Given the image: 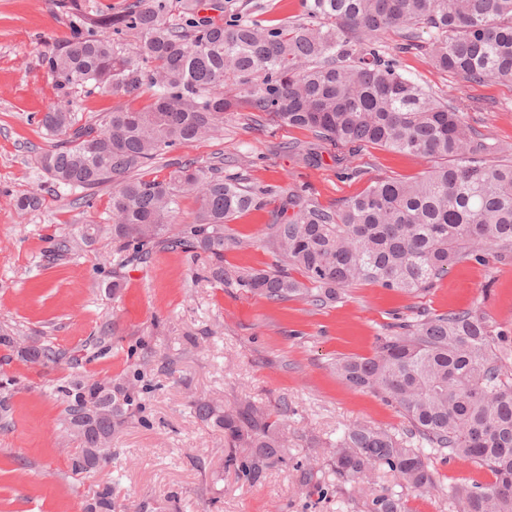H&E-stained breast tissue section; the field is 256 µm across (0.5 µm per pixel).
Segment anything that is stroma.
<instances>
[{
  "label": "stroma",
  "mask_w": 512,
  "mask_h": 512,
  "mask_svg": "<svg viewBox=\"0 0 512 512\" xmlns=\"http://www.w3.org/2000/svg\"><path fill=\"white\" fill-rule=\"evenodd\" d=\"M300 13L299 0H224V18L267 20ZM69 29L52 0H0V324L69 352L52 368L23 361L0 346V382L12 394L0 407V512H82L91 485L108 480L117 504L148 503L151 512H369L372 496L396 488L379 467L368 494L341 481L319 461L308 486L297 464L314 455L316 440L333 441L359 420L393 432L407 422L379 397L347 386L331 369L345 356H371L395 318L479 308L512 344V259H468L451 267L420 295L368 284L349 289L326 308L299 300L272 303L205 276V258L160 252L144 264L115 269L112 244L101 239L61 264L47 256L62 236L109 213L111 187L97 190L92 207L77 192L55 188L38 163L47 145L40 120L68 107L79 120L132 99L53 86L42 56ZM400 72L436 96L460 105L466 121L503 149L512 148V83L467 86L435 69L421 52L398 54ZM223 163L224 171L259 191V205L226 226L236 239L224 252L235 270L263 269L273 261L270 226L282 201L302 194L326 208L339 207L378 178L411 180L430 159L378 146L353 152L316 138L307 129L278 127L260 112H230L209 139L182 144L141 170L164 178L172 163ZM273 194H266V187ZM40 193L35 211L18 197ZM122 287L113 291L112 276ZM175 359L167 369L166 359ZM143 373V410L112 438L110 463L75 475L80 449L61 418L58 392L75 377L109 380ZM206 397L233 406L250 401L268 409L288 406V462L251 486L224 468V435L191 412L188 401ZM440 490L405 491L410 512H460L453 487L487 482L470 462L431 455Z\"/></svg>",
  "instance_id": "stroma-1"
}]
</instances>
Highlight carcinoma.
<instances>
[{
    "instance_id": "cac0c4a2",
    "label": "carcinoma",
    "mask_w": 512,
    "mask_h": 512,
    "mask_svg": "<svg viewBox=\"0 0 512 512\" xmlns=\"http://www.w3.org/2000/svg\"><path fill=\"white\" fill-rule=\"evenodd\" d=\"M70 36L43 56L59 90L81 86L128 97L147 94L145 109H119L84 123L66 108L41 123L52 141L39 157L52 185L81 190L93 207L95 189L112 186L110 215L59 240L53 260L77 254L99 238L112 240L118 265L145 263L180 251L208 260L207 273L271 302L331 306L364 284L419 295L453 265L488 251L512 256V156L469 126L461 108L404 77L380 49L386 33L401 53L423 51L459 81L512 82V0H301L294 21L202 16L201 0H132L114 13L96 0H56ZM428 39H422V35ZM135 38L125 54L120 41ZM233 76L243 93L224 95ZM262 112L276 125L308 128L337 146L375 145L437 162L413 179H377L340 207L326 209L291 195L292 214L271 225L274 263L266 269L224 268L236 244L224 225L258 205L233 175L193 163L161 180L136 172L184 143L207 139L224 113ZM200 201L195 223L170 224L180 199ZM300 278H295L294 274ZM23 341L0 326V346L46 367L66 352ZM479 309L417 311L378 338L369 357L347 356L333 369L352 389L395 405L408 423L396 434L363 422L327 444L336 476L364 493L376 467L393 471L420 495L437 490L423 448L489 471V482L455 487L461 512H512V349ZM143 373L109 382L74 378L62 389L63 424L83 448L114 436L139 416ZM189 408L224 432V468L251 486L287 463L288 407L252 402L226 407L198 398ZM102 512H117L112 483L92 493ZM370 512H408L403 495L371 499Z\"/></svg>"
}]
</instances>
